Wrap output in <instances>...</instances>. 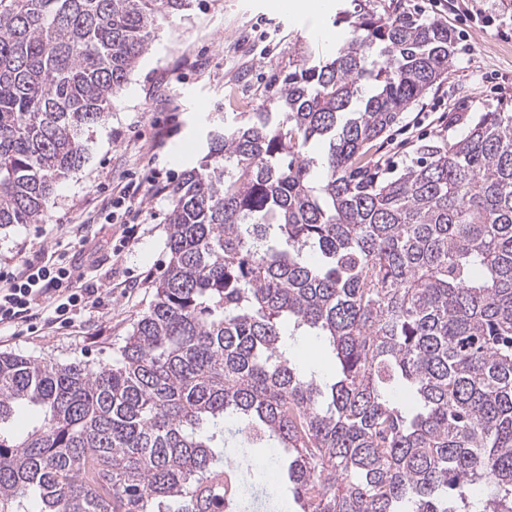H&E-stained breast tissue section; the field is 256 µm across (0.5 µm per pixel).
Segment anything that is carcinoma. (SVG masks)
Masks as SVG:
<instances>
[{
  "instance_id": "cac0c4a2",
  "label": "carcinoma",
  "mask_w": 512,
  "mask_h": 512,
  "mask_svg": "<svg viewBox=\"0 0 512 512\" xmlns=\"http://www.w3.org/2000/svg\"><path fill=\"white\" fill-rule=\"evenodd\" d=\"M192 2L0 0V227L42 220ZM338 23L333 59L270 74L171 187L169 260L115 361L0 353V512H245L261 443L300 512H512V112L396 175L363 164L456 38L373 0ZM290 324L331 384L281 350Z\"/></svg>"
}]
</instances>
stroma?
Here are the masks:
<instances>
[{
    "instance_id": "1",
    "label": "stroma",
    "mask_w": 512,
    "mask_h": 512,
    "mask_svg": "<svg viewBox=\"0 0 512 512\" xmlns=\"http://www.w3.org/2000/svg\"><path fill=\"white\" fill-rule=\"evenodd\" d=\"M285 0H193L190 10L159 19L156 37L112 101L104 124L92 129L81 167L60 181L43 220L0 228V266L53 253L69 255L89 279L108 285L102 306L67 330L0 334V352L66 364L109 363L155 295L167 260L170 195L147 196L137 238L120 254L112 244L119 228L97 224L78 243L77 227L103 199L118 193L133 173L146 169L141 147L155 124L175 133L158 164L170 180L196 166L206 135L237 113L263 110V84L272 70H287L300 51L334 53L345 38L334 9L299 16ZM406 11L448 25L455 55L443 78L367 153L366 159L397 171L426 140H458L477 113L512 112V0H401ZM302 373L323 367L326 346L295 331L283 344Z\"/></svg>"
}]
</instances>
